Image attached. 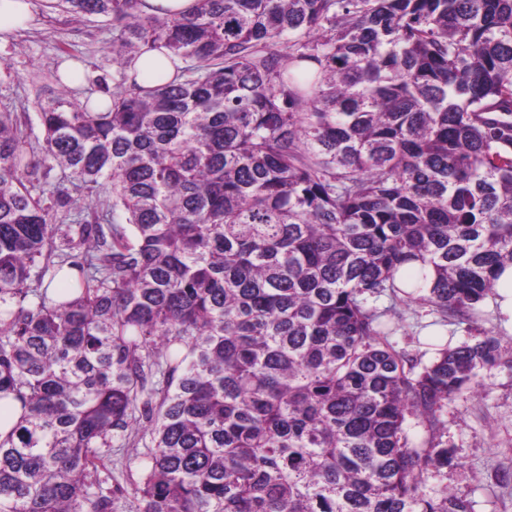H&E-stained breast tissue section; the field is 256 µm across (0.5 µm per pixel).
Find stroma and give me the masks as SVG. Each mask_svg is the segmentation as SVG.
Returning <instances> with one entry per match:
<instances>
[{"label": "stroma", "mask_w": 512, "mask_h": 512, "mask_svg": "<svg viewBox=\"0 0 512 512\" xmlns=\"http://www.w3.org/2000/svg\"><path fill=\"white\" fill-rule=\"evenodd\" d=\"M26 25L0 45V110L35 115L41 89L50 82L68 56H76L81 74L73 88L78 95L111 90L117 77L112 63V33L84 18L60 15L46 0H34ZM403 314L390 346L418 364L435 356L425 340L456 346L481 339L501 340L502 353L512 357V328L505 326L493 299L480 306L476 323L442 321L434 306L420 300L400 304ZM443 440L453 460L429 474V487L448 488L467 500L471 512H512V366L505 364L481 372L468 388L448 403ZM144 444L112 454V483L122 488L116 512H136L129 482L140 474L139 454Z\"/></svg>", "instance_id": "stroma-1"}]
</instances>
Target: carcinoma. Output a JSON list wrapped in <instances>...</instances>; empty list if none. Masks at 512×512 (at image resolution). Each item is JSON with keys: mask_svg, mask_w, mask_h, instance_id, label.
<instances>
[{"mask_svg": "<svg viewBox=\"0 0 512 512\" xmlns=\"http://www.w3.org/2000/svg\"><path fill=\"white\" fill-rule=\"evenodd\" d=\"M140 4L51 3L119 79L55 75L42 156L0 110V512H115L134 423L139 512H470L427 474L500 341L417 372L368 300L469 320L512 265V0ZM195 0H142L140 9L145 14H160L159 8L171 13L187 14L194 6ZM166 54L171 55V53L165 48L145 52L138 60H136L135 69L131 68L128 71L129 76H133L136 70H143L147 67L162 68L172 73L174 68L166 57ZM141 433L137 436L139 443L135 448H122L120 451L112 450V463L109 467L112 468V487L119 486L122 488L123 494L117 495L119 499L116 500V512H136L138 502L133 498L131 486L129 485V478L137 480L140 474V460H134L136 452L143 455L147 452L145 444L150 445L149 437L146 436L140 440Z\"/></svg>", "mask_w": 512, "mask_h": 512, "instance_id": "1", "label": "carcinoma"}]
</instances>
